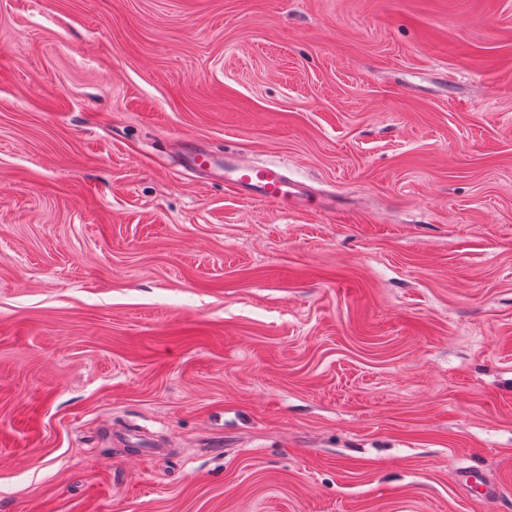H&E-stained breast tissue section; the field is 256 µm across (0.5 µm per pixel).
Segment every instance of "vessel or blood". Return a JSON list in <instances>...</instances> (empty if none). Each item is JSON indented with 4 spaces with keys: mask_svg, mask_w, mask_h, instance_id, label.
<instances>
[{
    "mask_svg": "<svg viewBox=\"0 0 512 512\" xmlns=\"http://www.w3.org/2000/svg\"><path fill=\"white\" fill-rule=\"evenodd\" d=\"M224 170L238 194L253 202L298 210L312 197L311 190L291 179L284 167L258 165L241 153L225 155Z\"/></svg>",
    "mask_w": 512,
    "mask_h": 512,
    "instance_id": "b4317fda",
    "label": "vessel or blood"
}]
</instances>
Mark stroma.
<instances>
[{
	"label": "stroma",
	"mask_w": 512,
	"mask_h": 512,
	"mask_svg": "<svg viewBox=\"0 0 512 512\" xmlns=\"http://www.w3.org/2000/svg\"><path fill=\"white\" fill-rule=\"evenodd\" d=\"M0 512H512V0H0ZM224 174L239 195L253 202L300 210L313 196L310 189L291 179L284 167L257 165L242 153H225Z\"/></svg>",
	"instance_id": "obj_1"
}]
</instances>
